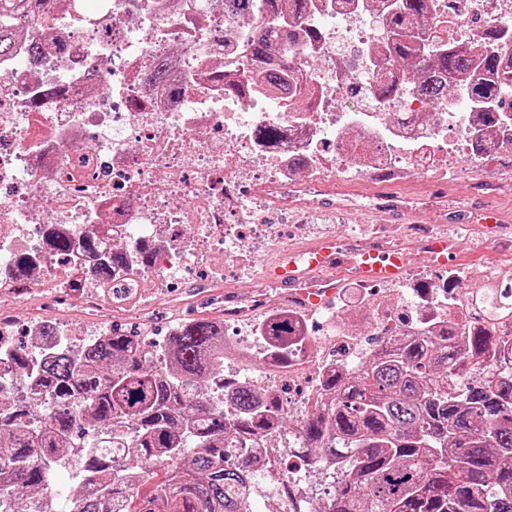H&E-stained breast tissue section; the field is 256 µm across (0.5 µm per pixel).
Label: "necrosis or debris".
<instances>
[{
  "instance_id": "4bbe7bcc",
  "label": "necrosis or debris",
  "mask_w": 512,
  "mask_h": 512,
  "mask_svg": "<svg viewBox=\"0 0 512 512\" xmlns=\"http://www.w3.org/2000/svg\"><path fill=\"white\" fill-rule=\"evenodd\" d=\"M391 5L315 0L299 19L320 35L315 47L291 55L298 97L316 103L309 112L266 107L254 93L225 95V82H247L254 25L225 11L224 0H53L47 15L18 22L13 52L0 56V299L47 288L93 315L102 285L95 254L81 247L87 235L105 250L118 239L150 252L149 261L112 271L111 301L127 305L147 279L176 280L206 265L212 249L241 262L279 240L316 205L329 176L404 180L447 172L462 152L512 153V124L471 109L434 111L411 96H368L359 111L338 109L351 86L374 85L384 73L371 48ZM505 20L512 0H436L432 16L436 29L462 38ZM159 61L165 81L146 82ZM267 126L281 131L278 145L259 138ZM257 184L277 192V213L256 199ZM189 198L197 206H186ZM60 239L72 245L64 261ZM478 280L490 283L489 293L476 294ZM497 309L512 310V280L499 271L475 277L457 268L429 285L415 275L354 312L367 330L345 327L341 299L323 317L305 312L301 342L284 365L278 348L260 340L254 307L232 302L224 308V377L258 388L277 412L299 411L316 401L301 390L305 366L353 368L430 322H468ZM324 341L335 343V355L320 352ZM253 454L259 493L280 512L293 498L322 500L310 474L332 470L303 462L292 437L265 431Z\"/></svg>"
}]
</instances>
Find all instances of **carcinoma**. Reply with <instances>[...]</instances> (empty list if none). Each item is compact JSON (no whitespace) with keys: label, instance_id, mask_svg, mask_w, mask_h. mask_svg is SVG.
Wrapping results in <instances>:
<instances>
[{"label":"carcinoma","instance_id":"cac0c4a2","mask_svg":"<svg viewBox=\"0 0 512 512\" xmlns=\"http://www.w3.org/2000/svg\"><path fill=\"white\" fill-rule=\"evenodd\" d=\"M240 15L279 18L288 49L299 36L285 16L305 14L311 0H224ZM435 0H396L372 52L385 56L400 76L379 81L372 94L385 99L416 94L440 105L463 90L471 103L498 111L512 97V23L481 32L470 43L450 42L431 27ZM31 0H0V55L12 51L10 23ZM267 28L256 26L250 45L251 92L277 100L294 92L298 74L290 61L271 55ZM298 324L271 319L266 336L286 343ZM135 330L87 343L78 357L48 349L32 355L0 349V364L61 402L43 424L42 412L18 404L0 408V512L43 494L64 449L87 434H119L127 425L130 466L113 469L109 448L87 447L75 468L89 491L73 498L74 512H251L244 501V462L224 454V441L241 454L261 434L285 431L265 399L251 388L232 389L237 413L202 392L224 386V322L189 319L170 347L144 349ZM323 408L297 424L303 449L336 468L334 491L310 512H512V337L483 320L448 323L373 355L353 375L318 377Z\"/></svg>","mask_w":512,"mask_h":512}]
</instances>
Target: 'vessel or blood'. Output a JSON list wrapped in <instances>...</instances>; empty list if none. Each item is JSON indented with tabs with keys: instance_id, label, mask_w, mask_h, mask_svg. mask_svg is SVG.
<instances>
[{
	"instance_id": "obj_1",
	"label": "vessel or blood",
	"mask_w": 512,
	"mask_h": 512,
	"mask_svg": "<svg viewBox=\"0 0 512 512\" xmlns=\"http://www.w3.org/2000/svg\"><path fill=\"white\" fill-rule=\"evenodd\" d=\"M454 252L444 235H430L413 248L386 245L355 248L343 253L335 238L317 240L302 248L283 247L265 267L268 283L287 289L289 298L313 307L333 301L336 275L349 272L371 283H395L411 266H444Z\"/></svg>"
}]
</instances>
